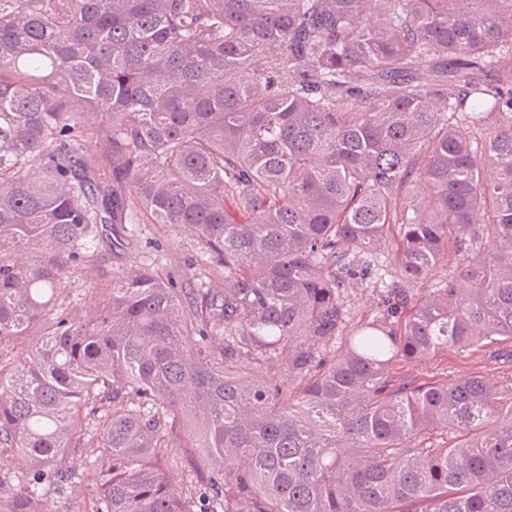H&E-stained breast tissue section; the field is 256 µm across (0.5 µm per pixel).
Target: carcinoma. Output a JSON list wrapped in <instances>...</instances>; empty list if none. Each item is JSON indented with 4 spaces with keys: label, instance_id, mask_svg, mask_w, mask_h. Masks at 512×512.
Wrapping results in <instances>:
<instances>
[{
    "label": "carcinoma",
    "instance_id": "cac0c4a2",
    "mask_svg": "<svg viewBox=\"0 0 512 512\" xmlns=\"http://www.w3.org/2000/svg\"><path fill=\"white\" fill-rule=\"evenodd\" d=\"M128 224L224 289L126 266L82 316L67 264ZM504 343L512 0H0V512L76 463L82 512H512V390L393 372ZM374 264L375 270L371 272L370 279L363 281V285H359L349 291V317L351 322L373 315V311L380 303L381 295H383V290L385 289L383 286L390 283L389 273H387L388 261L382 257L376 259Z\"/></svg>",
    "mask_w": 512,
    "mask_h": 512
}]
</instances>
